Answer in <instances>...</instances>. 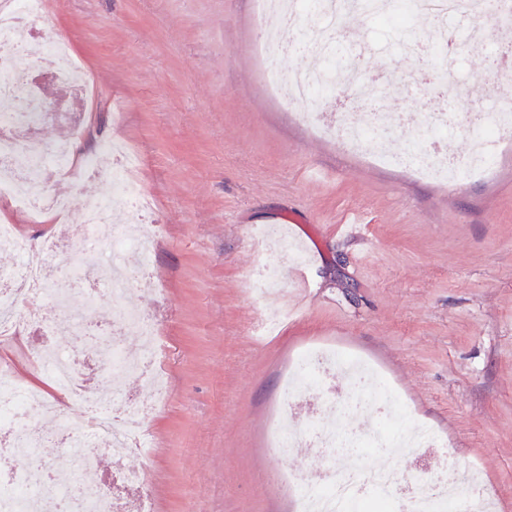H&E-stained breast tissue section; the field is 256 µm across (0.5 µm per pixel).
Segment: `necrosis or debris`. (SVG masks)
<instances>
[{
	"instance_id": "necrosis-or-debris-1",
	"label": "necrosis or debris",
	"mask_w": 512,
	"mask_h": 512,
	"mask_svg": "<svg viewBox=\"0 0 512 512\" xmlns=\"http://www.w3.org/2000/svg\"><path fill=\"white\" fill-rule=\"evenodd\" d=\"M258 5L265 22L259 27L256 47L264 58L268 83L287 104L301 108L302 120L315 134L335 139L346 150L365 154L381 165L406 167L419 178L452 187L460 183L461 173L473 178L488 174L501 149L512 146L511 100H497L486 112L466 110L453 115L436 102L412 120L403 113L382 109L324 112L321 101L335 94L337 85L352 86L359 94L367 86L357 65L367 42L351 44V62L340 69L336 66L337 35L345 30L350 14L367 11L374 17L383 15L387 0H373L368 9L363 0H258ZM44 8L45 0H0L1 54H11L13 47L22 43L25 29L42 17ZM484 9L485 0H413V15L434 18L437 25L430 37H413L407 51L447 44L448 21L477 18ZM285 24L296 29L295 40L308 48L311 64L288 69L279 66L278 59L288 48L281 40V27ZM24 92L14 70L0 65V199L13 209L32 214L47 210L70 214L73 203L68 196L44 198L42 187L45 179L65 175L72 169L71 142L58 143L45 153L26 147L10 132L13 102ZM452 130L468 136L471 149L464 161L448 156L441 147ZM109 148L115 154L112 177L122 199L132 211L145 217L151 215V197L136 176L137 154L118 139L112 140ZM0 249L14 251L20 258L18 266L0 273V341L6 343L19 338L21 304L49 292L58 248L51 241L32 243L18 232L11 219L1 216ZM111 272L115 280L112 302L121 309L118 330L140 336L143 350L134 360L121 348H112L108 362L116 375L139 370L149 387V398L126 403L122 413H113L114 394L106 389L88 394L76 379L72 356L54 348L43 349L37 355L40 370L83 421L82 427L65 437L68 454L76 460L82 479L92 462L87 453L89 445L102 443L117 458L132 452L140 444L146 417L166 395L165 379L158 366L159 325L129 301L130 265L112 266ZM52 295L63 309L62 320L68 333H76L87 321V314L67 310L66 293L57 291ZM336 375L347 381V390L339 399L325 389L327 378ZM312 388L319 390L327 416L323 421L297 426L290 420L286 406ZM281 399L284 407L269 431L272 451L286 459L293 448L304 442L308 447L331 452L328 466L317 476L284 471L283 481L294 491V512H439L443 507L449 512H494L489 495L479 488L478 473L463 478L443 472L416 477L407 484L395 470L370 465L372 449L392 452L406 442L422 448L437 440L438 435L427 424L412 418L406 404L378 370L352 354L336 348L304 351L284 377ZM368 408L378 415L376 427L368 434L350 426L341 427V420ZM59 414L55 402L19 387L7 370L1 369L0 465L6 467L36 455L40 447L38 421L54 419ZM346 448L357 449V456H343ZM44 478V473L22 470L1 481L0 512H42L43 500L35 490Z\"/></svg>"
}]
</instances>
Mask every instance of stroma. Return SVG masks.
<instances>
[{
  "label": "stroma",
  "mask_w": 512,
  "mask_h": 512,
  "mask_svg": "<svg viewBox=\"0 0 512 512\" xmlns=\"http://www.w3.org/2000/svg\"><path fill=\"white\" fill-rule=\"evenodd\" d=\"M258 25L255 0H49L43 26L69 44L72 65L90 82L81 93L53 85L72 110L47 117L33 139L47 150L73 125L95 128L80 147L96 167L51 179L43 193L111 197L102 144L116 137L140 158L159 227L147 255L154 277L130 288L162 329L167 399L145 422L143 449L120 461L96 452L116 512H292L277 475L288 466L315 475L327 457L301 446L284 461L267 434L283 375L313 345L370 361L439 434L441 446L420 451L419 463H399L401 474L475 469L498 512H512V147L459 192L349 154L271 94L253 44ZM380 45L360 62L367 80L378 81L389 60L410 73L427 67V49L400 53L395 37ZM496 55L461 38L451 61L468 82L488 75ZM291 214L313 227L321 247L303 282L255 241L261 226ZM80 216L14 219L34 240L63 242L60 267L82 256ZM352 222L368 235L337 234ZM261 261L278 268L297 310L273 336L254 330L268 305L249 280ZM107 277L98 265L70 293L77 312L87 288L98 289L92 334L111 333L117 315ZM36 309L39 324H20L25 347L73 352L88 388L113 379L122 394L145 392L139 373L113 378L92 347L74 344L51 297ZM45 436L39 454L50 477L38 493L61 507L58 487L75 463L58 430ZM129 472L143 474L140 489L123 485Z\"/></svg>",
  "instance_id": "1"
}]
</instances>
